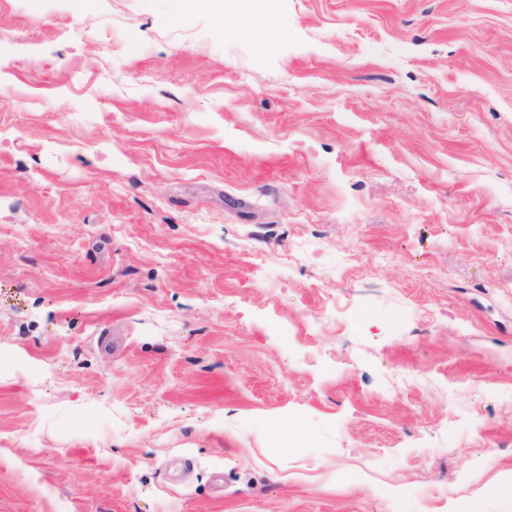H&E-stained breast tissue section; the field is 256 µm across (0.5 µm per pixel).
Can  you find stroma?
<instances>
[{
	"label": "stroma",
	"mask_w": 512,
	"mask_h": 512,
	"mask_svg": "<svg viewBox=\"0 0 512 512\" xmlns=\"http://www.w3.org/2000/svg\"><path fill=\"white\" fill-rule=\"evenodd\" d=\"M267 3L0 0V512H512V0ZM217 29L224 32L246 33L258 39L262 48L272 51L281 37L277 20L271 14H261L253 0H209Z\"/></svg>",
	"instance_id": "35a3bbf8"
}]
</instances>
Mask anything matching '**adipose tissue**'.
Masks as SVG:
<instances>
[{
    "mask_svg": "<svg viewBox=\"0 0 512 512\" xmlns=\"http://www.w3.org/2000/svg\"><path fill=\"white\" fill-rule=\"evenodd\" d=\"M220 32L246 33L258 39L265 50H274L281 37L276 19L260 13L254 0H210Z\"/></svg>",
    "mask_w": 512,
    "mask_h": 512,
    "instance_id": "ef3b65f1",
    "label": "adipose tissue"
}]
</instances>
